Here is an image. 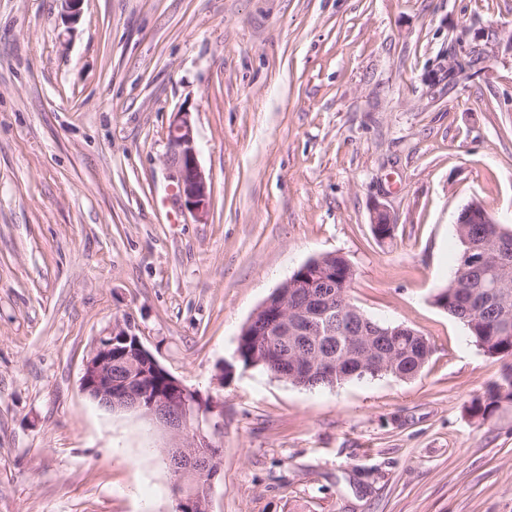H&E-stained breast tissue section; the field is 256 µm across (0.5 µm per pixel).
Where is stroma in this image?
Here are the masks:
<instances>
[{"mask_svg":"<svg viewBox=\"0 0 512 512\" xmlns=\"http://www.w3.org/2000/svg\"><path fill=\"white\" fill-rule=\"evenodd\" d=\"M511 34L512 0H0V512H173L170 433L80 389L122 319L216 405L213 512H512V407L468 413L501 364L433 302L464 206L512 228ZM460 44L478 61L450 85ZM179 111L202 221L165 162ZM326 253L366 316L429 340L416 377L236 362ZM166 164L175 182L178 200L198 220L207 216L211 182L198 159V148L190 112H176L167 132Z\"/></svg>","mask_w":512,"mask_h":512,"instance_id":"obj_1","label":"stroma"}]
</instances>
